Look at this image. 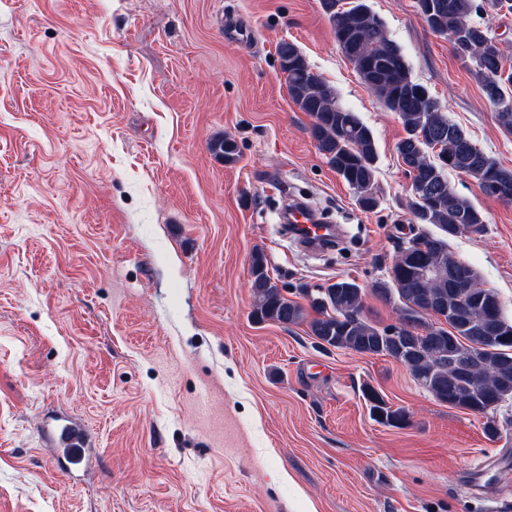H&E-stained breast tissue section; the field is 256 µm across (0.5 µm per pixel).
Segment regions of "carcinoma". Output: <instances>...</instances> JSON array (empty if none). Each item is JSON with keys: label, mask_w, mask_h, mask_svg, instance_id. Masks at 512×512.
<instances>
[{"label": "carcinoma", "mask_w": 512, "mask_h": 512, "mask_svg": "<svg viewBox=\"0 0 512 512\" xmlns=\"http://www.w3.org/2000/svg\"><path fill=\"white\" fill-rule=\"evenodd\" d=\"M417 12L438 36H456L455 53L471 62L470 71L497 110L498 123L512 129V71L505 69L500 41L488 25L474 20L487 12H512V0H415ZM336 41L362 82L402 121L406 136L396 152L414 182L424 188L422 199L408 202L416 224H431L444 236L421 230L411 237L426 239L425 250L409 260L397 259L391 281L376 284V291L389 299L398 295L402 303L397 323L378 326L362 316V288L348 279L318 288H304L309 307L288 297V288L270 276L261 254L251 265L254 315L282 326L304 323L319 346L376 354L403 364L414 380L435 399L454 408L487 414L512 398V375L501 378V368L512 366V319L505 316L498 294L479 284L470 270L469 287L448 288V270L457 264L448 238L478 233L485 219L468 200L460 197L446 176L449 170L476 180L482 192L512 202V170L486 155L463 128L451 122L440 101L412 78L400 48L389 38L385 24L365 0H322ZM277 54L286 74L288 92L313 123L310 134L319 153L353 190L358 204L378 208L375 187L378 151L372 130L359 115L345 106L336 90L311 71L300 49L282 42ZM212 153L226 163L239 156L237 143L219 137L210 144ZM441 304L455 341L458 362L471 361L474 346L483 345L474 365V380L465 382L457 367L437 360L428 349H400L389 339L391 331L403 327L406 336L419 338L414 307ZM315 312L308 316L307 310ZM373 419L386 426L402 427L407 413L393 408L373 388H362Z\"/></svg>", "instance_id": "1"}]
</instances>
